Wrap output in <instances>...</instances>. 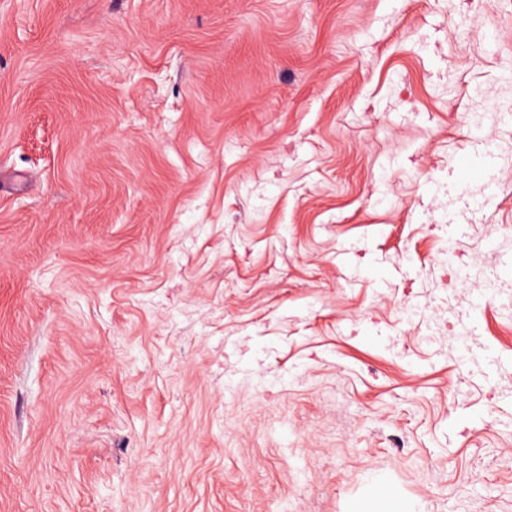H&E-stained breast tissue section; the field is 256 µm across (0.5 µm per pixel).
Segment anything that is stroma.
<instances>
[{
  "label": "stroma",
  "instance_id": "stroma-1",
  "mask_svg": "<svg viewBox=\"0 0 512 512\" xmlns=\"http://www.w3.org/2000/svg\"><path fill=\"white\" fill-rule=\"evenodd\" d=\"M485 103L512 0H0V512H512ZM372 493L375 500L381 504L385 512H404L402 500L394 492L389 483L383 480L375 482Z\"/></svg>",
  "mask_w": 512,
  "mask_h": 512
}]
</instances>
